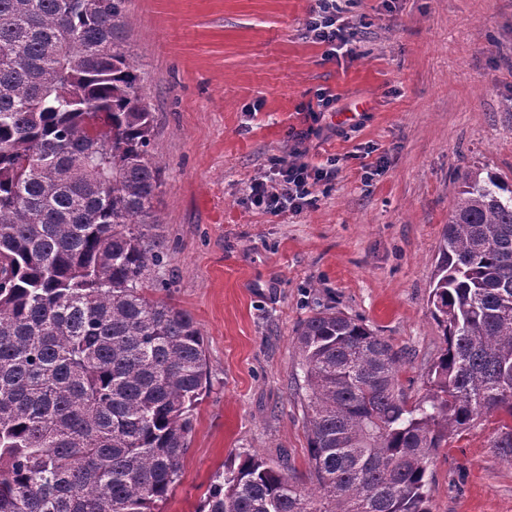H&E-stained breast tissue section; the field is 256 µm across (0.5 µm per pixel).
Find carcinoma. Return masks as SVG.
<instances>
[{
    "mask_svg": "<svg viewBox=\"0 0 512 512\" xmlns=\"http://www.w3.org/2000/svg\"><path fill=\"white\" fill-rule=\"evenodd\" d=\"M126 0H0V512H158L206 380L192 316L146 295L165 266L161 167ZM424 401L402 353L327 308L300 325L310 495L257 455L203 512H431L451 430L500 420L512 460V183L461 174L432 277Z\"/></svg>",
    "mask_w": 512,
    "mask_h": 512,
    "instance_id": "1",
    "label": "carcinoma"
}]
</instances>
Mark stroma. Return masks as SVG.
Instances as JSON below:
<instances>
[{"mask_svg": "<svg viewBox=\"0 0 512 512\" xmlns=\"http://www.w3.org/2000/svg\"><path fill=\"white\" fill-rule=\"evenodd\" d=\"M310 0H126L125 46L143 73L162 168L156 294L204 337L207 382L181 476L160 512H197L237 454L316 488L295 331L335 308L404 352L408 405L443 345L428 301L459 175L512 178V0H351L355 58L304 35ZM335 111L314 119L317 90ZM342 159L298 214L254 206L276 161ZM497 417L448 436L432 512H512Z\"/></svg>", "mask_w": 512, "mask_h": 512, "instance_id": "35a3bbf8", "label": "stroma"}]
</instances>
